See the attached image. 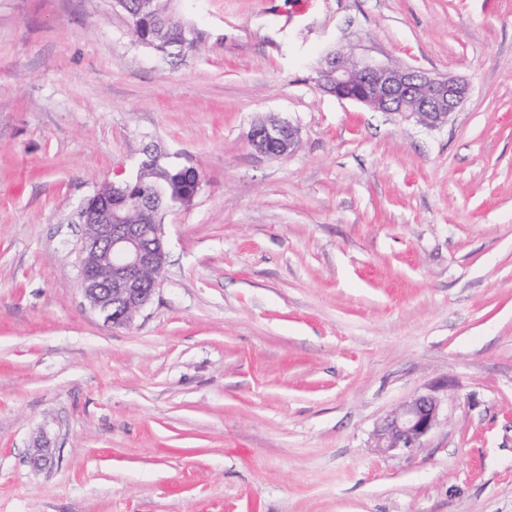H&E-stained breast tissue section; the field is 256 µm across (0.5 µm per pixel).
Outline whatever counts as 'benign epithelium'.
<instances>
[{
    "label": "benign epithelium",
    "mask_w": 512,
    "mask_h": 512,
    "mask_svg": "<svg viewBox=\"0 0 512 512\" xmlns=\"http://www.w3.org/2000/svg\"><path fill=\"white\" fill-rule=\"evenodd\" d=\"M316 82L340 100L414 118L427 128L448 123L471 91L468 81L455 76L371 63L336 49L325 55ZM249 142L262 155L281 157L295 149L298 131L287 120L268 115L252 124ZM78 219L84 225L79 246L84 297L105 323L128 326L159 286L167 258L163 225L127 224L97 193L82 204ZM439 415L435 397L412 398L378 429L376 447L384 453L419 447L438 425Z\"/></svg>",
    "instance_id": "benign-epithelium-1"
}]
</instances>
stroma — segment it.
Returning <instances> with one entry per match:
<instances>
[{
	"mask_svg": "<svg viewBox=\"0 0 512 512\" xmlns=\"http://www.w3.org/2000/svg\"><path fill=\"white\" fill-rule=\"evenodd\" d=\"M173 6L177 58L114 0H0V512H512V0ZM341 46L470 96L433 129L338 100ZM270 113L292 154L250 146ZM149 145L202 186L112 327L76 212ZM420 394L422 447L377 452Z\"/></svg>",
	"mask_w": 512,
	"mask_h": 512,
	"instance_id": "35a3bbf8",
	"label": "stroma"
}]
</instances>
